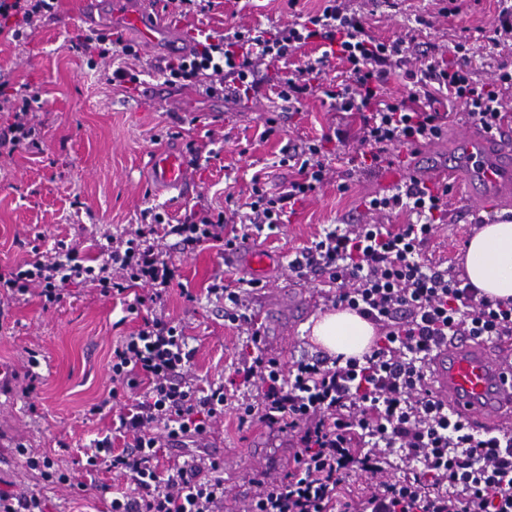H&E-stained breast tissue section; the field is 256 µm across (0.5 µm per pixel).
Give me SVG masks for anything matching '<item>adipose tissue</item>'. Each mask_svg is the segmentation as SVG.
Wrapping results in <instances>:
<instances>
[{
    "mask_svg": "<svg viewBox=\"0 0 512 512\" xmlns=\"http://www.w3.org/2000/svg\"><path fill=\"white\" fill-rule=\"evenodd\" d=\"M466 275L481 295L512 299V221L483 225L470 239ZM311 334L329 355L361 357L369 351L375 336L374 324L347 308H336L322 315Z\"/></svg>",
    "mask_w": 512,
    "mask_h": 512,
    "instance_id": "1",
    "label": "adipose tissue"
}]
</instances>
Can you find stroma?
<instances>
[{
  "label": "stroma",
  "instance_id": "1",
  "mask_svg": "<svg viewBox=\"0 0 512 512\" xmlns=\"http://www.w3.org/2000/svg\"><path fill=\"white\" fill-rule=\"evenodd\" d=\"M87 18L75 12V0H58L52 16L33 26L22 42L0 35V69L10 72L13 87L27 86L40 95L30 114L41 132L40 144L0 152V268L7 270L33 258L52 254L57 242L74 247L85 260L99 253L103 235L140 223L143 209L153 206L170 221L183 220L190 208L218 214L225 197L246 199L251 178L269 174L278 189L295 176L280 165L288 145L320 138L339 128L345 143H326L323 160L331 171L325 181L288 214L277 230L252 235L250 244L292 260L302 248L339 224H406L414 214L383 215L368 210L372 198L385 192L377 167H355L350 160L362 147L357 139L361 117L356 112H332L320 97H309L300 111L282 109L276 95L283 73L269 65L262 91L244 103L209 97L194 86L169 85L154 69L172 57L171 43L191 31H221L232 25H286L294 10L317 11L320 0H300L290 9L287 0H220L207 14H179L163 0L169 43L139 48L127 57L128 67L142 71L135 86L112 84L111 57L88 56L73 49L82 31L101 32L120 24L122 12L141 0H97ZM439 0H404L401 12L368 16L366 28L388 39L415 27L418 42L449 60L462 28H489L498 12L497 0H465L458 17L440 14ZM428 23L416 26L417 16ZM170 149L189 160L186 191L157 190L147 164L152 151ZM476 226L472 216L447 199L445 214L422 249L423 259L462 267ZM178 273L165 312L182 328L195 352L191 370L199 385L230 382L233 364L248 351L244 329L224 319V305L207 295L216 278L233 281L244 270L225 266L218 249L171 246ZM323 279L313 273L273 270L266 288L254 291L246 314L268 342H281L284 366L317 347L304 328L326 306L320 296ZM123 297L73 281L64 285L62 299L44 306L38 295L0 307V490L39 493L44 512H109L111 497L104 486H121L124 475L87 473L81 453L91 440L112 431V421L135 402L133 393L113 391L112 348L141 324L126 311ZM37 351L42 382L27 394L29 351ZM101 413H93L95 405ZM53 460L73 485L45 482L39 471L26 467L19 448ZM199 449L217 459L229 458L234 468L224 472L228 507H241L253 494L257 464L286 475L298 450L294 434L255 421L240 425L226 413Z\"/></svg>",
  "mask_w": 512,
  "mask_h": 512
}]
</instances>
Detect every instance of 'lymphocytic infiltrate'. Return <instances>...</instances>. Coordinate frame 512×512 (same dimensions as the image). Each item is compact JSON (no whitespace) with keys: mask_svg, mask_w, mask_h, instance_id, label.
Returning <instances> with one entry per match:
<instances>
[{"mask_svg":"<svg viewBox=\"0 0 512 512\" xmlns=\"http://www.w3.org/2000/svg\"><path fill=\"white\" fill-rule=\"evenodd\" d=\"M56 0H0V17L22 18L12 38H27L26 24L53 14ZM320 56L286 72L279 97L296 106L324 92L339 112L363 113V160L379 164L389 148L437 137L458 114L438 108L440 99L462 105L467 122L498 130L512 91V67L500 64L493 82L477 80L469 66L468 39L454 43L453 62L441 65L421 49L412 34L392 40L369 35L362 15L345 0H323L313 13L291 24L201 34L195 49L160 66L169 84L188 82L206 95L227 89V97L245 102L259 93L260 60H284L311 41ZM418 56L417 69L406 68ZM343 64L346 78L324 87L331 61ZM402 72L412 88L407 97H386L384 87ZM38 95L21 88L17 99L0 100V112L14 115L0 133V149L37 143L40 132L29 113ZM321 148L312 141L285 147L282 163L293 164L295 178L278 193L267 192L253 175L250 212L243 231L277 229L288 210L315 191L326 176ZM371 209L410 210L415 224L392 229L384 224L335 227L290 262L299 273L318 272L332 291L331 302L356 311L380 326L382 334L362 358L347 361L315 355L283 369L279 360L256 349L235 368L252 398L235 399L224 385L196 387L188 370L194 352L183 333L163 315L142 316L136 333L112 350L114 383L143 387L141 400L120 415L115 431L125 438L121 452L111 436L86 449L89 467L122 473L130 487L112 493L111 512H224L221 465L212 457L190 456L159 470L156 429L172 442L207 434L231 405L240 423L257 419L296 434V466L278 484L258 485L247 512H512V434L490 437L465 430L424 390L425 363L434 347L458 327L493 342L512 336V301L478 295L452 268L431 267L420 251L443 214L440 193L418 182L374 198ZM135 231L109 236L97 265H86L65 244L53 258L0 271V288L14 299L38 289L45 304L59 301L68 282L79 280L102 294H123L136 286L150 297H135L128 313L160 304L175 270L158 237H176L184 245L236 250L239 238L204 209L190 210L183 221L166 223L163 214L145 210ZM368 474L377 483L369 495L346 499L342 490L352 476Z\"/></svg>","mask_w":512,"mask_h":512,"instance_id":"lymphocytic-infiltrate-1","label":"lymphocytic infiltrate"}]
</instances>
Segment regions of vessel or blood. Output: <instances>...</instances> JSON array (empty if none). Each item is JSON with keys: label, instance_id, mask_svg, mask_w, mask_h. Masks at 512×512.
<instances>
[{"label": "vessel or blood", "instance_id": "b4317fda", "mask_svg": "<svg viewBox=\"0 0 512 512\" xmlns=\"http://www.w3.org/2000/svg\"><path fill=\"white\" fill-rule=\"evenodd\" d=\"M156 0L122 15L119 30L146 47L156 46L165 36L158 21ZM461 154L435 164L428 171L411 167L388 168L381 175L387 185L417 180L434 183L455 192L471 214H479L487 199L512 205V135L506 130L483 132L467 128L460 132ZM188 161L179 153L160 151L151 158L157 188L180 189L185 185ZM278 257L267 250L248 248L226 254L229 266H244L255 279H264ZM424 387L433 400L475 432L487 433L512 425V341L496 344L455 330L435 347L426 365Z\"/></svg>", "mask_w": 512, "mask_h": 512}]
</instances>
